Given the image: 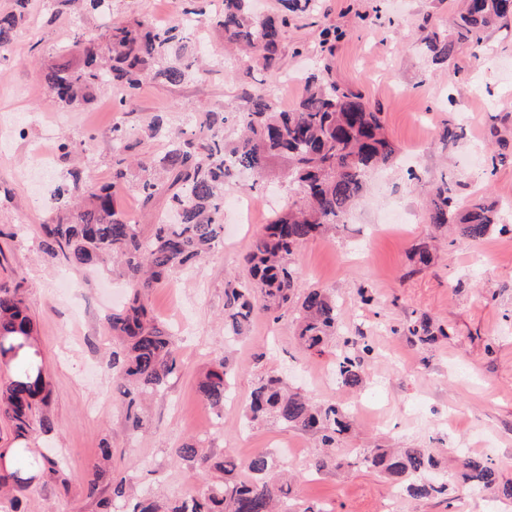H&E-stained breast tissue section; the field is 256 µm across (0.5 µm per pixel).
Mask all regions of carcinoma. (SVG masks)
Listing matches in <instances>:
<instances>
[{
    "label": "carcinoma",
    "instance_id": "obj_1",
    "mask_svg": "<svg viewBox=\"0 0 512 512\" xmlns=\"http://www.w3.org/2000/svg\"><path fill=\"white\" fill-rule=\"evenodd\" d=\"M14 2L12 11L0 13V62L8 60V46L28 0ZM511 19L512 0H465V12L456 26L459 38L469 41L478 53L484 33ZM210 25L226 45L253 50V65L272 73L280 69L286 17L258 16L251 0H223V8L214 13ZM100 39L98 45L76 31L71 44L74 59L43 65L44 82L59 106H83L98 89L108 87L120 94L119 103L126 107L147 81L178 86L203 78L213 67L179 24L158 26L135 18L111 22ZM423 44L435 62L447 60L455 46L436 33L425 37ZM243 98L244 111L227 112L221 107L204 112L191 134L154 117L142 137L162 139L166 147L149 162L137 163L135 175L126 157L133 145L127 141V130L115 123L112 182L99 184L84 170L71 168L55 188L54 216L42 225L46 252L60 253L80 267L118 258L131 287L127 304L107 317L120 348L105 362L106 371L126 387L130 408L135 396L161 391L179 368L173 336L152 317L146 296L174 270L188 268L216 251L222 242L224 185L235 171H248L254 182L266 185L276 179V165L283 163L299 198L266 225L245 257V275L224 289V311L232 331L241 334L257 309L276 320V313L293 307L298 312L296 334L306 349L318 351L336 335L335 298L323 288L299 291L293 256L303 242L340 223L363 192L370 173L392 164L397 149L383 133L380 112L371 109L360 94L321 72L306 77L305 94L292 109L277 107L256 84L243 89ZM229 125L240 127L239 137L231 142L224 137ZM131 178L143 205L158 198L166 202L148 236L115 207V196ZM428 212L436 227L454 224L470 239L488 236L501 223L500 209L493 202L479 199L459 208L446 182L436 188ZM407 331L423 343L445 335L444 329H433L425 318L412 322ZM33 333L23 298L15 290L0 287V354L19 347L8 359L17 366V373L0 390V413L18 439L36 425L50 428L48 417L38 416V404L48 402L50 390L34 350ZM370 353V345L364 343L339 357L337 379L345 386L360 385L362 363ZM230 371V362L222 357L198 382L203 399L217 412L224 409ZM268 418L318 440L322 451L310 465L316 472L364 464L397 480L410 497L448 495L450 483L421 481L422 475L438 465L434 449L374 448L348 460L336 453L341 435L350 426L348 411L334 404L316 406L304 395L290 394L273 375L260 379L248 402L249 422ZM175 455L199 460L206 474L244 470L249 479L209 482L197 494L164 506L152 499L130 503L127 479L114 475L105 512H288L291 486L277 476L274 455L263 453L241 460L226 456L214 461L200 455L195 442L183 443ZM39 477L67 485L65 472L51 456L31 455L27 448H0V492H13L10 512H27L26 492ZM457 479L468 487L512 498V485L499 488L495 469L482 458L459 459Z\"/></svg>",
    "mask_w": 512,
    "mask_h": 512
}]
</instances>
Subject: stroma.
I'll list each match as a JSON object with an SVG mask.
<instances>
[{"label": "stroma", "mask_w": 512, "mask_h": 512, "mask_svg": "<svg viewBox=\"0 0 512 512\" xmlns=\"http://www.w3.org/2000/svg\"><path fill=\"white\" fill-rule=\"evenodd\" d=\"M186 0H111L102 14H77L57 0H29L9 51L0 64V116L16 132L0 145V286L18 289L35 327L50 398L43 412L50 430L34 428L16 442L0 415V448L59 452L67 486L35 480L28 512H99L84 487L102 444L112 447V468L126 476L133 493L171 499L196 494L204 485L197 465L174 457L180 444L200 442L203 454L243 459L267 451L280 470L296 478L293 512H458L465 491L450 500L403 497L391 500V480L360 465L319 473L309 465L318 453L307 434L268 421L251 424L244 402L260 375L282 377L290 390L315 403L336 402L353 414L340 442L352 451L372 448H433L447 462L452 448H473L493 460L499 484H512V229L472 240L437 230L428 218L436 187L449 183L457 205L486 197L512 198V24L484 34V52L474 56L461 42L451 58L434 63L422 40L453 34L462 0H310L289 13L284 66L252 77L283 82L279 105L292 108L304 93L303 76L328 69L341 86L360 92L381 112L385 132L398 147L393 166L372 175L340 227L303 243L293 257L300 288H327L338 307L335 336L322 351H303L292 312L272 319L256 311L239 338L224 324V290L242 271L252 241L274 214L294 200L283 184L274 200L241 174L225 196L253 197L251 223L225 212L230 238L187 271H176L151 288L154 316L175 336L179 371L166 390L147 398L133 428L118 387L99 365L112 350L105 318L127 296L123 279L106 269L89 270L46 254L41 226L51 195L70 166L56 151L68 137L85 151L78 160L97 181L112 176V125L123 123L133 156L149 160L162 143L140 139L146 119L163 115L192 129L202 112L241 104L244 63L223 55L221 39L211 50L224 57L221 71L178 87L147 83L129 111H116L109 89L92 103L60 107L49 94L39 62L64 52L75 29L94 38L109 21L138 18L156 25L179 21ZM341 34L323 46L322 32ZM306 46L295 55L297 46ZM456 140L444 139L446 128ZM427 248L429 265L415 254ZM373 296L363 304L362 293ZM425 318L444 336L430 345L405 335ZM372 346L360 386H328L322 372H335L344 338ZM229 356L230 388L237 396L225 409L223 426L202 400L199 376Z\"/></svg>", "instance_id": "35a3bbf8"}]
</instances>
